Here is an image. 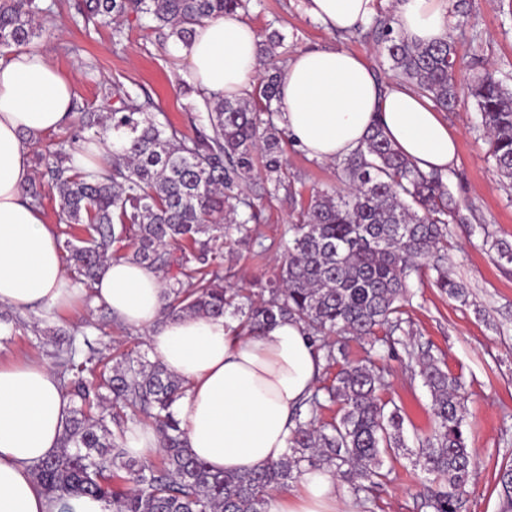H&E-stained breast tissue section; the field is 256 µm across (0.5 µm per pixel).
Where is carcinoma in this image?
<instances>
[{
	"instance_id": "obj_1",
	"label": "carcinoma",
	"mask_w": 512,
	"mask_h": 512,
	"mask_svg": "<svg viewBox=\"0 0 512 512\" xmlns=\"http://www.w3.org/2000/svg\"><path fill=\"white\" fill-rule=\"evenodd\" d=\"M247 0H75L85 24L112 28L130 14L147 28L183 44L194 27L246 9ZM52 5L44 0H0V56L37 50ZM392 13L372 18L395 83L414 88L441 111L472 98L489 137L500 176L512 184V88L490 72L466 86L456 78L457 52L445 38L428 44L406 38ZM285 36L277 29L259 42L258 84L244 97L199 94L185 85L187 133L153 103L122 84L105 89L118 107L103 115L84 110L80 138L103 143L123 137L95 168L77 167L60 145L35 150L41 178L25 198L42 206L44 188L56 191L59 223L70 231L60 246L74 279L91 287L106 263L129 259L163 272L168 318L222 317L256 331L278 319L303 323L324 368L340 365L330 384L315 388L294 416L288 453L250 473H214L187 447L173 411L187 383L158 360L131 349L114 356L85 330L55 329L63 348L54 355L60 380L73 401L60 446L32 467L36 481L69 510L81 496L103 499L112 512H268L275 492L308 468H329L354 492L383 485L385 460L406 447L404 415L384 400L382 370L372 356L352 363L346 341L370 339L369 348L392 346L378 333L404 331L408 280L429 265L436 287L466 302L465 286L447 266L448 225L461 220L448 187L436 171L424 172L389 142L376 124L363 145L336 162L345 188L311 193L288 225L291 234L278 277L259 300L224 286L216 263L219 241L237 234L253 239L258 209L246 190L261 160L263 180L254 195L273 198L294 183L284 165V146L273 123L280 112ZM498 259L512 264V243L485 232ZM125 243L131 253L114 248ZM411 366L432 396V433L418 440L416 464L429 475L421 507L429 512H466L477 462L463 431L465 394L459 379L428 352H408ZM339 417L317 420L326 405ZM151 424L160 436L158 455L143 461L126 448V433ZM503 512H512V465L499 471Z\"/></svg>"
}]
</instances>
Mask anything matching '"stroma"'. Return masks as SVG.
I'll return each instance as SVG.
<instances>
[{"label":"stroma","instance_id":"stroma-1","mask_svg":"<svg viewBox=\"0 0 512 512\" xmlns=\"http://www.w3.org/2000/svg\"><path fill=\"white\" fill-rule=\"evenodd\" d=\"M74 0H56L44 25L40 43L48 61L71 78L79 106L100 112L112 103L102 90L115 83L147 92L155 104L178 125H186L188 97L181 89V70L186 63L163 43L157 33L144 28L135 17L122 23L124 36L116 40L111 29L84 25L74 20ZM470 21L461 26L448 18V36L457 46L461 67L458 77L470 81L490 71L512 87V5L507 0H467ZM256 32L273 27L285 36L284 46L294 53L306 48L341 47L361 57L377 80L393 78L381 45L370 38H341L325 29L304 11L303 0H251L243 17ZM459 135V159L449 173L451 197L467 220L451 225L448 235V267L469 290L460 302L436 288L435 272L408 281L411 301L407 314L412 335L407 345L422 347L461 378L468 395L464 432L478 461L470 485L468 512H501L498 472L512 464V264L498 261L483 243L481 225H490L499 237L512 241V188L496 171L488 140L472 99H462L456 111L443 115ZM288 172L295 178L297 197L279 194L264 204L259 231L261 244H224V283L232 288L259 292L262 283L279 272L290 236L287 227L295 219L301 198L314 189L337 185L336 167L309 158L287 146ZM51 325L69 330H88L102 336L113 351L145 349L144 333L102 320L82 306L63 310ZM52 345L38 344L30 328H6L0 332V361L15 358L50 362ZM404 347L385 359L387 394L402 406L409 447L430 426L431 396L421 378L411 376ZM382 489L365 495L339 484L341 497L350 499L356 512H421L426 474L411 456L398 457Z\"/></svg>","mask_w":512,"mask_h":512}]
</instances>
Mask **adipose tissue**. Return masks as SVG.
Wrapping results in <instances>:
<instances>
[{"label":"adipose tissue","mask_w":512,"mask_h":512,"mask_svg":"<svg viewBox=\"0 0 512 512\" xmlns=\"http://www.w3.org/2000/svg\"><path fill=\"white\" fill-rule=\"evenodd\" d=\"M306 13L333 32L353 31L373 15V0H305ZM404 34L418 43L444 38L448 0H397ZM259 37L228 15L197 26L183 78L201 93L245 95L255 80ZM73 85L42 53L0 60V304L50 314L91 296L118 322L146 332L151 354L187 380L174 412L193 454L212 472L247 473L288 450L294 412L317 385L322 360L301 322L277 320L261 335L238 336L226 319L162 316L160 274L129 260L109 261L93 288L70 278L57 237L29 206V137L73 120ZM280 124L310 158L348 156L374 124L422 171L448 172L458 137L416 91L375 79L362 58L342 48L294 53L280 85ZM71 404L53 368L27 359L0 363V512H60L30 467L56 452ZM296 495L273 494L268 512H354L337 478L309 469Z\"/></svg>","instance_id":"obj_1"}]
</instances>
